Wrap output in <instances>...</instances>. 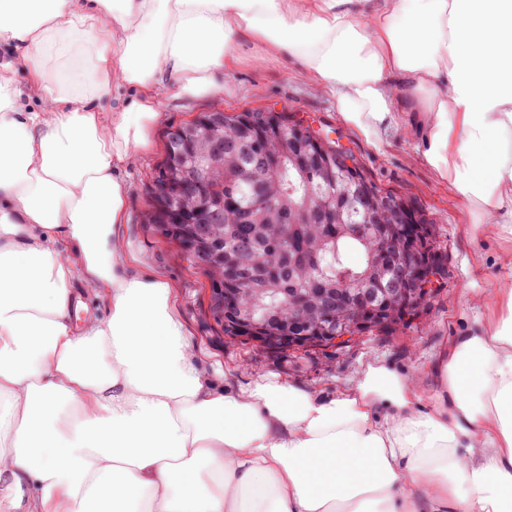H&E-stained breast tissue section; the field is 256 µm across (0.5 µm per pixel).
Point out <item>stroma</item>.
<instances>
[{
  "mask_svg": "<svg viewBox=\"0 0 512 512\" xmlns=\"http://www.w3.org/2000/svg\"><path fill=\"white\" fill-rule=\"evenodd\" d=\"M217 89L208 96L180 95L175 84L161 93L158 118L150 145L128 169L127 220L120 233L142 257L132 266L135 275L154 274L172 286L175 303L197 360L208 374L245 387L262 377L295 385L308 392H329L356 382L371 364L384 363L398 370L415 371L467 332L480 311L478 296L497 288L504 275L500 257L512 251V240L499 239L485 218L457 198L422 160L417 140L402 129L386 128L382 148H375L345 123L333 97L303 79L293 60L249 63L216 77ZM232 113L246 109H285L304 119L330 125L381 186L393 188L422 207L436 224L437 238L448 260V278L439 297L413 327L391 335L366 336L337 349L276 355L241 341H229L208 314L210 288L176 247L146 224L149 184L164 155V133L184 125L213 108Z\"/></svg>",
  "mask_w": 512,
  "mask_h": 512,
  "instance_id": "35a3bbf8",
  "label": "stroma"
}]
</instances>
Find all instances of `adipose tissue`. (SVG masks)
Instances as JSON below:
<instances>
[{"label":"adipose tissue","mask_w":512,"mask_h":512,"mask_svg":"<svg viewBox=\"0 0 512 512\" xmlns=\"http://www.w3.org/2000/svg\"><path fill=\"white\" fill-rule=\"evenodd\" d=\"M250 43L512 238V0H0V512H512V252L427 411L381 365L219 386L169 284L129 274L119 173L165 83L211 93Z\"/></svg>","instance_id":"1"}]
</instances>
